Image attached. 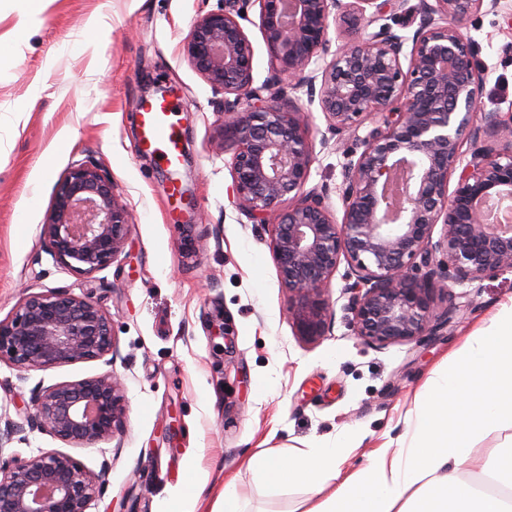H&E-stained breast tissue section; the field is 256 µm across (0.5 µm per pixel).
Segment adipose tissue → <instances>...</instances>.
<instances>
[{"instance_id":"adipose-tissue-1","label":"adipose tissue","mask_w":512,"mask_h":512,"mask_svg":"<svg viewBox=\"0 0 512 512\" xmlns=\"http://www.w3.org/2000/svg\"><path fill=\"white\" fill-rule=\"evenodd\" d=\"M512 428V304L471 333L452 364L424 387L395 453L370 455L367 467L343 475L339 446L288 457L254 455L249 468L271 486H300L304 512H512V447L495 465L478 442ZM478 471L477 481L460 478Z\"/></svg>"}]
</instances>
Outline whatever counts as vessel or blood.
<instances>
[{
	"instance_id": "b4317fda",
	"label": "vessel or blood",
	"mask_w": 512,
	"mask_h": 512,
	"mask_svg": "<svg viewBox=\"0 0 512 512\" xmlns=\"http://www.w3.org/2000/svg\"><path fill=\"white\" fill-rule=\"evenodd\" d=\"M176 104L158 97L145 104L140 112V148L153 154L167 168L180 163L179 138L173 121Z\"/></svg>"
}]
</instances>
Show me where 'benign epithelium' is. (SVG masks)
Masks as SVG:
<instances>
[{
  "instance_id": "obj_1",
  "label": "benign epithelium",
  "mask_w": 512,
  "mask_h": 512,
  "mask_svg": "<svg viewBox=\"0 0 512 512\" xmlns=\"http://www.w3.org/2000/svg\"><path fill=\"white\" fill-rule=\"evenodd\" d=\"M254 1L270 70L258 87L240 24ZM483 2L224 0L194 22L184 52L228 94L221 147L234 149L233 198L251 223L270 227L298 340L315 344L329 333L328 287L343 261L352 331L377 348L451 327L458 308L445 304L443 282L512 270V224L490 221L494 211L512 212V113L479 111L486 76L461 31ZM287 88L305 90L336 136L358 141L336 188L340 218L327 190L306 188L314 147L300 98ZM128 224L112 179L85 161L58 183L41 235L57 262L89 276L121 254ZM115 353L103 308L64 288L26 293L0 319V363L21 373L110 364ZM31 404L27 423L74 447L123 427L125 398L111 372L37 390ZM22 432L9 418L0 426V512H87L101 475L57 450L5 455Z\"/></svg>"
}]
</instances>
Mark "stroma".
Returning a JSON list of instances; mask_svg holds the SVG:
<instances>
[{"instance_id":"35a3bbf8","label":"stroma","mask_w":512,"mask_h":512,"mask_svg":"<svg viewBox=\"0 0 512 512\" xmlns=\"http://www.w3.org/2000/svg\"><path fill=\"white\" fill-rule=\"evenodd\" d=\"M222 0H0V318L23 293L66 288L107 313L113 361L19 373L0 364V414L23 423L10 455H72L103 476L88 512H213L227 479L253 512H295L303 489L271 490L247 461L329 447L342 469L395 450L427 379L447 369L473 330L512 300V272L451 285L457 323L420 342L382 349L352 334L343 274L329 287L328 336L293 335L288 295L267 227L233 203L231 153L217 151L224 95L191 66L183 45L198 16ZM488 75L486 109L512 112V0L463 24ZM177 104L179 177L195 204L172 208L168 172L139 147L138 114L157 87ZM316 160L309 187L335 190L345 146L321 112L309 119ZM91 160L129 209L123 252L90 276L48 254L42 225L68 168ZM234 332L225 352L224 329ZM114 372L123 385L121 435L75 448L25 425L39 388Z\"/></svg>"}]
</instances>
